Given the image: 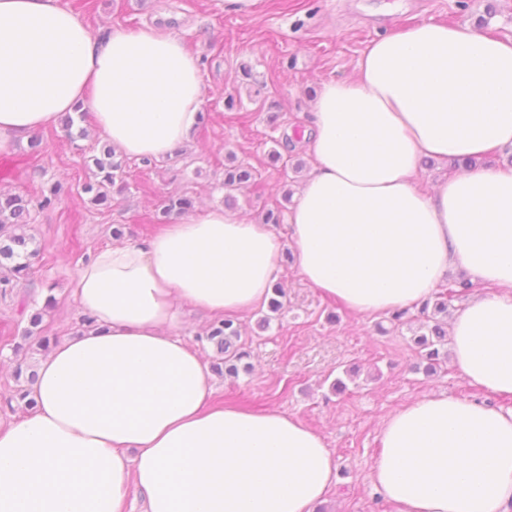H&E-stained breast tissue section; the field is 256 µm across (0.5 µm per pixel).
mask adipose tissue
<instances>
[{
	"instance_id": "1",
	"label": "adipose tissue",
	"mask_w": 512,
	"mask_h": 512,
	"mask_svg": "<svg viewBox=\"0 0 512 512\" xmlns=\"http://www.w3.org/2000/svg\"><path fill=\"white\" fill-rule=\"evenodd\" d=\"M200 58L156 27L93 32L60 0H0V155L84 104L121 155L161 161L197 125ZM289 130L313 170L288 235L209 205L143 241L100 249L72 277L92 320L58 341L35 407L0 422V512H315L336 462L324 436L277 410L212 405L180 305L234 317L266 303L283 250L359 315L432 300L449 271L485 291L448 336L463 377L512 395V171L416 185L428 157L512 151V38L423 20L374 39L354 77L321 83ZM371 484L400 512H512V408L445 392L380 428Z\"/></svg>"
}]
</instances>
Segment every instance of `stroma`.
<instances>
[{
	"label": "stroma",
	"instance_id": "1",
	"mask_svg": "<svg viewBox=\"0 0 512 512\" xmlns=\"http://www.w3.org/2000/svg\"><path fill=\"white\" fill-rule=\"evenodd\" d=\"M92 29L163 25L201 56L206 116L178 154L162 161L127 162L128 191L97 205L83 194L89 159L103 137L93 120L87 135L67 141L61 125L43 130L44 151L21 164H0V189L37 199L55 182L70 186L55 208L40 212L31 229L40 248L26 281L0 295V419L25 417L19 398L40 361L37 339L78 333L79 313L69 295L71 275L95 251L141 240L160 226L159 204L170 193L194 206L224 201L228 160L252 166L255 182L237 194L249 219L267 210L287 213L284 199L312 169L302 146L286 145L289 128L310 124L311 102L322 81L352 77L372 40L399 26L433 19L470 26L479 33L512 37V0H258L252 12L224 9V0H61ZM277 123H269L270 113ZM284 164H272L271 150ZM277 281L286 292L283 314L257 326L263 310L241 318V345L250 372L214 374L213 401L258 411L275 409L321 432L337 464L339 484L330 490L332 512H395L373 490L369 472L381 446L382 421L398 407L433 391H445L500 407L512 397L469 383L446 363L437 374L413 371L417 357L411 330L386 315L361 316L303 282L292 258L282 257ZM52 301L33 338H25L28 315L21 297ZM347 389L332 391L335 379Z\"/></svg>",
	"mask_w": 512,
	"mask_h": 512
}]
</instances>
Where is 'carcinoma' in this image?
Segmentation results:
<instances>
[{
	"mask_svg": "<svg viewBox=\"0 0 512 512\" xmlns=\"http://www.w3.org/2000/svg\"><path fill=\"white\" fill-rule=\"evenodd\" d=\"M92 177L81 185L85 194L92 196V201L102 204L109 200L111 189L121 193L127 189L126 159L118 154L112 146L105 144L100 154L92 158ZM256 180V171L248 165L238 164L224 166V204L231 205L235 198L233 191L243 184ZM64 196L61 185H55L50 193L37 201L15 193L0 191V293L5 295L17 287L20 280L26 278L31 271V260L38 249L35 238L28 232L31 220V210H45L58 205ZM192 208V201L185 196H169L163 202L162 214L168 218L180 216ZM473 288V284L462 279L453 284L446 293L437 295L435 303H424L420 307L423 321L420 323L414 343L419 353L426 361L425 372L436 371L447 357L444 346L447 344V331L437 322V315L448 313V306L454 297ZM274 297L268 303L269 314L261 319L263 326H268L272 315L280 314L284 309L285 291L280 285L273 289ZM434 325L427 326L428 322ZM241 336L240 326L225 319L206 331V339L215 345L217 352L224 356L225 372L229 375L238 374L239 369L249 370V365H241L249 353L236 345Z\"/></svg>",
	"mask_w": 512,
	"mask_h": 512,
	"instance_id": "1",
	"label": "carcinoma"
}]
</instances>
